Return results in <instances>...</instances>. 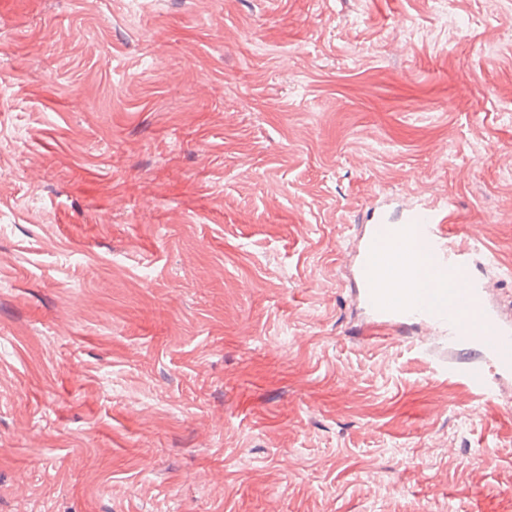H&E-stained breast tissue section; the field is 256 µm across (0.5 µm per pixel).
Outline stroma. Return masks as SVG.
<instances>
[{
  "label": "stroma",
  "instance_id": "obj_1",
  "mask_svg": "<svg viewBox=\"0 0 512 512\" xmlns=\"http://www.w3.org/2000/svg\"><path fill=\"white\" fill-rule=\"evenodd\" d=\"M512 301V0H0V512H512V384L371 343V209Z\"/></svg>",
  "mask_w": 512,
  "mask_h": 512
}]
</instances>
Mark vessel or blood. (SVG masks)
Instances as JSON below:
<instances>
[{
    "instance_id": "vessel-or-blood-1",
    "label": "vessel or blood",
    "mask_w": 512,
    "mask_h": 512,
    "mask_svg": "<svg viewBox=\"0 0 512 512\" xmlns=\"http://www.w3.org/2000/svg\"><path fill=\"white\" fill-rule=\"evenodd\" d=\"M447 221L443 202L411 210L401 224L370 225L357 264L358 295L372 316L368 334L419 321L446 333L449 345L476 351L477 360L459 362L454 371L486 395L495 379L512 377V322L488 306L487 284L470 274L471 249L451 240ZM402 245L431 256L435 288L422 291L410 272L395 273L393 250Z\"/></svg>"
}]
</instances>
